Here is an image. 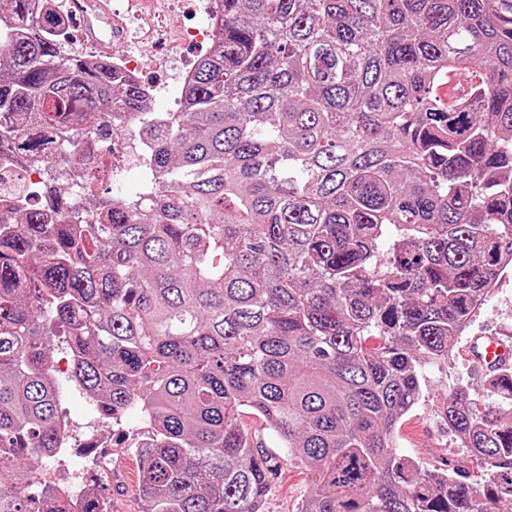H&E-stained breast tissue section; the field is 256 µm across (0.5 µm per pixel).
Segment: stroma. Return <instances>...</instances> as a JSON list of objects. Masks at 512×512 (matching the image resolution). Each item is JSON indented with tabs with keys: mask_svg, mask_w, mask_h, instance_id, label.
I'll list each match as a JSON object with an SVG mask.
<instances>
[{
	"mask_svg": "<svg viewBox=\"0 0 512 512\" xmlns=\"http://www.w3.org/2000/svg\"><path fill=\"white\" fill-rule=\"evenodd\" d=\"M116 9L130 30L124 54L143 63V82L164 86L173 94L181 87L170 61V51L161 45L143 46L141 36L145 25L165 29L167 38H174L181 27L196 23L194 15L183 10L179 0H161L160 13L151 20L127 13L124 0H117ZM497 335L512 342V280L504 282L497 293L488 297L471 322L469 336ZM469 336L459 337L448 362L425 367L424 396L413 411L403 418L398 430L397 451L417 462L420 467L433 470L475 471L476 464L466 449L450 432L437 412L450 387L457 383L471 385L479 396L487 394V369L479 361L466 357ZM86 394L71 387L66 389L58 405V412L68 417L75 427L72 439L75 446L90 447L94 443L110 446L114 469L111 479H94L98 496L111 502L112 512H141L138 493V455L135 439L147 423L135 409H128L116 419L104 418L100 413H88ZM239 422L251 435L270 472V490L264 512H297L309 486L301 465L290 460L286 449L265 428L262 420L251 411H243Z\"/></svg>",
	"mask_w": 512,
	"mask_h": 512,
	"instance_id": "obj_1",
	"label": "stroma"
}]
</instances>
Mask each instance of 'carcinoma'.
<instances>
[{
    "mask_svg": "<svg viewBox=\"0 0 512 512\" xmlns=\"http://www.w3.org/2000/svg\"><path fill=\"white\" fill-rule=\"evenodd\" d=\"M55 2L0 0V151L45 160L0 233V512H74L28 466L57 447L52 336L105 415L146 409L144 512H261L243 407L306 468L298 512L511 506L512 375L439 406L476 480L395 431L512 257V0H218L160 115L64 50ZM451 72L477 78L463 107L435 98ZM131 134L139 194L98 195L84 144Z\"/></svg>",
    "mask_w": 512,
    "mask_h": 512,
    "instance_id": "carcinoma-1",
    "label": "carcinoma"
}]
</instances>
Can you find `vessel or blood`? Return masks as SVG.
<instances>
[{
  "label": "vessel or blood",
  "instance_id": "vessel-or-blood-1",
  "mask_svg": "<svg viewBox=\"0 0 512 512\" xmlns=\"http://www.w3.org/2000/svg\"><path fill=\"white\" fill-rule=\"evenodd\" d=\"M70 13L74 17L81 40L103 53L122 44L126 38V27L119 13L112 8V0H69ZM470 77L463 74L450 75L447 82L436 89V96L443 104L467 94ZM472 356L489 369H512V345L495 336L484 337Z\"/></svg>",
  "mask_w": 512,
  "mask_h": 512
}]
</instances>
